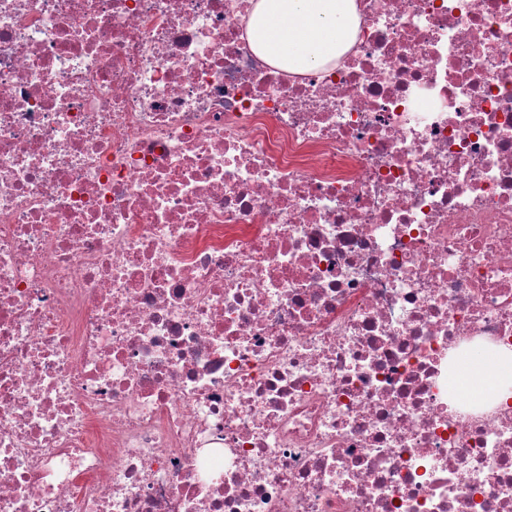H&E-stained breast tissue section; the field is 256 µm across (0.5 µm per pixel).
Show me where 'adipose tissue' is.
<instances>
[{
  "label": "adipose tissue",
  "mask_w": 512,
  "mask_h": 512,
  "mask_svg": "<svg viewBox=\"0 0 512 512\" xmlns=\"http://www.w3.org/2000/svg\"><path fill=\"white\" fill-rule=\"evenodd\" d=\"M355 0H255L247 34L253 50L278 67L303 73L325 67L354 43ZM481 389L512 398V353L479 352Z\"/></svg>",
  "instance_id": "ef3b65f1"
}]
</instances>
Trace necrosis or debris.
<instances>
[{
    "label": "necrosis or debris",
    "mask_w": 512,
    "mask_h": 512,
    "mask_svg": "<svg viewBox=\"0 0 512 512\" xmlns=\"http://www.w3.org/2000/svg\"><path fill=\"white\" fill-rule=\"evenodd\" d=\"M0 0V512H512V0ZM358 25L355 0H255L247 34L258 55L303 73L347 51ZM476 357L484 364L479 387L492 392L498 399L512 398V354L487 350Z\"/></svg>",
    "instance_id": "necrosis-or-debris-1"
}]
</instances>
